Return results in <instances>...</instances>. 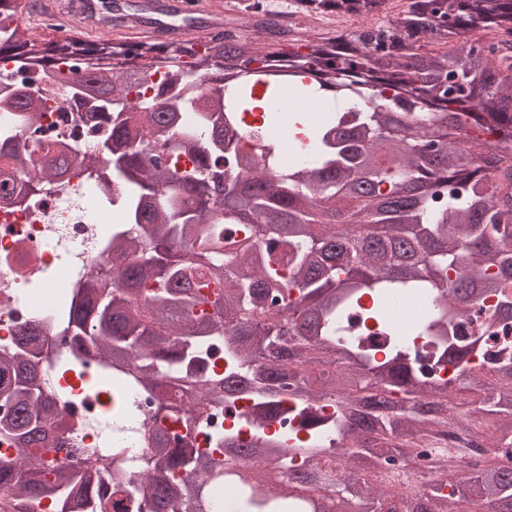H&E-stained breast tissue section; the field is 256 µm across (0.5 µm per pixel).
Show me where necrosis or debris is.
Returning <instances> with one entry per match:
<instances>
[{"label": "necrosis or debris", "mask_w": 512, "mask_h": 512, "mask_svg": "<svg viewBox=\"0 0 512 512\" xmlns=\"http://www.w3.org/2000/svg\"><path fill=\"white\" fill-rule=\"evenodd\" d=\"M5 68L16 88L39 98L35 140L27 145L31 159L42 160L55 143L73 137L94 160L90 166L77 165L61 182L23 186L0 174V357L17 354L21 327H49L40 355L39 389L63 427L40 457L48 468L64 461L101 463L98 482L90 490L99 498L112 490L113 469L138 484L152 456L155 433L174 434L178 428L161 394L145 386L136 371L117 372L100 361L64 319L74 292L97 275L112 252L124 189L106 183L107 172L97 161L98 136L82 128L69 87L12 62ZM239 129L236 146L242 151L252 150L256 138L281 134L290 139L295 133L286 112L271 121L261 112L243 113ZM252 405L245 395L204 405L193 431L195 447L211 451L228 431L245 444L258 434L273 436L274 427L257 421ZM414 446L418 467L388 471L405 491L429 477L427 463L435 448L445 449L452 461L462 455L475 462L483 455L478 441L454 429L434 442L416 440Z\"/></svg>", "instance_id": "4bbe7bcc"}]
</instances>
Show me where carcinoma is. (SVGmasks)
I'll return each mask as SVG.
<instances>
[{"instance_id":"cac0c4a2","label":"carcinoma","mask_w":512,"mask_h":512,"mask_svg":"<svg viewBox=\"0 0 512 512\" xmlns=\"http://www.w3.org/2000/svg\"><path fill=\"white\" fill-rule=\"evenodd\" d=\"M390 0H287V11L258 3L224 17V28L199 39L127 43L111 38L63 41L22 39L0 31V60L41 67L66 80L65 64L110 59L74 84L88 111L110 122L101 156L112 176L128 183L123 199L129 234H112L120 259L106 276L80 288L68 308L74 327L91 325L96 353L114 367L133 366L163 387L175 378L171 361L201 351L214 336L236 345L232 367L203 383L181 377L179 421L195 423L198 396L219 404L250 395L265 417L280 413L276 389L300 399L299 431L307 432L308 464L285 485L300 447L298 431L259 439L254 467L230 474L235 512H512V359L488 378L464 369L471 348L453 337L458 318L474 300L498 296L493 321L512 320V0H406L390 14ZM355 11L347 30L314 37L293 21L333 18ZM253 28L266 43L242 39ZM470 35L457 47L448 39ZM166 80L150 109L130 89L153 87L157 68ZM98 85L89 94L87 83ZM288 84L306 101L322 90L342 105L326 126L306 123L294 149L298 164L283 171L282 146L259 140L251 172H237L236 122L241 112H273L270 94ZM0 109L26 114L30 132L38 100L11 88L0 72ZM162 144L195 159L189 171L153 154ZM85 161L77 142L62 143L31 166L20 144L0 142V170L25 184L63 180ZM222 223L249 222L223 238L202 240ZM273 315L264 301L286 300ZM409 294L428 298L415 331L432 346L434 366L462 368L457 390L422 387L410 352L391 347L370 365L372 351L346 337L348 318L365 296L366 312L394 335L387 308ZM20 331L21 351L0 360V399L13 404L0 437L17 444L16 458L0 464V487L13 491V512L50 497L56 512H127L137 509L123 477L112 473L113 500L89 495L92 472L78 466L43 470L35 451L47 444L51 416L37 396L39 341ZM340 403L336 440L344 466L357 479L338 481L325 467L317 399ZM480 436L492 431L493 452L462 476L436 455L444 479L407 494L370 476L382 464L410 461V436H433L448 426ZM215 466L193 448L154 438L151 467L140 481L148 512H198L207 501L204 476Z\"/></svg>"}]
</instances>
